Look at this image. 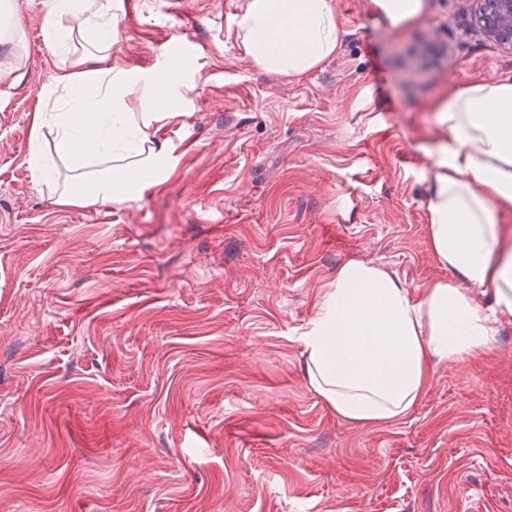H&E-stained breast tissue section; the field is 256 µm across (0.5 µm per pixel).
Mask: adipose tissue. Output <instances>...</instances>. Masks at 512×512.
<instances>
[{
	"label": "adipose tissue",
	"mask_w": 512,
	"mask_h": 512,
	"mask_svg": "<svg viewBox=\"0 0 512 512\" xmlns=\"http://www.w3.org/2000/svg\"><path fill=\"white\" fill-rule=\"evenodd\" d=\"M424 0H370V13L400 31ZM119 0H51L41 28L65 71L44 91L57 99L40 115L28 162L39 181L57 163L74 180L62 205L124 203L161 183L177 147L158 131L182 107L184 71L168 65L138 74L112 62L120 38ZM77 20L85 51L69 41L63 18ZM241 54L253 65L301 80L334 57L342 27L332 0H244L232 19ZM436 135L427 172V234L451 278L413 299L398 278L371 262L345 264L321 289L302 336L311 388L343 417L385 423L422 398L431 357L486 352L512 317V81L452 86L433 105ZM492 297L483 309L476 292Z\"/></svg>",
	"instance_id": "1"
}]
</instances>
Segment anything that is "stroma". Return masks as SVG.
Wrapping results in <instances>:
<instances>
[{
	"mask_svg": "<svg viewBox=\"0 0 512 512\" xmlns=\"http://www.w3.org/2000/svg\"><path fill=\"white\" fill-rule=\"evenodd\" d=\"M0 41V512H512V320L432 366L393 423L309 386L302 333L351 260L419 297L448 278L427 239L432 104L512 79L471 0L402 31L333 0L338 53L290 81L243 57V0H122L112 53L159 70L194 37L168 177L124 204L55 201L28 143L62 60L15 0ZM26 24L19 13L16 12L14 1L2 0L0 2V33L2 37L22 41L25 37Z\"/></svg>",
	"mask_w": 512,
	"mask_h": 512,
	"instance_id": "obj_1",
	"label": "stroma"
}]
</instances>
